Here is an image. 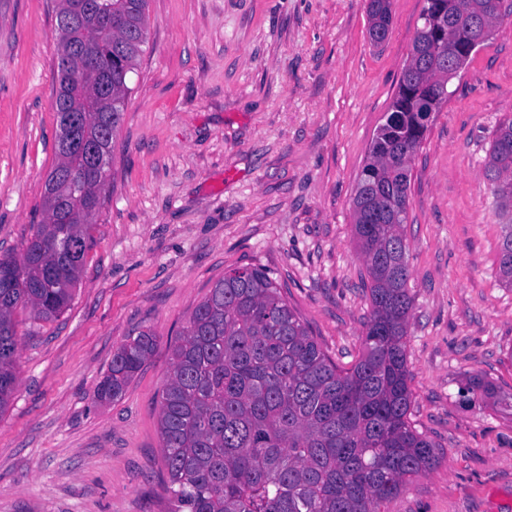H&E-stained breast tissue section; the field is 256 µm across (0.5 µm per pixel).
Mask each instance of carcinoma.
Segmentation results:
<instances>
[{
    "instance_id": "obj_1",
    "label": "carcinoma",
    "mask_w": 512,
    "mask_h": 512,
    "mask_svg": "<svg viewBox=\"0 0 512 512\" xmlns=\"http://www.w3.org/2000/svg\"><path fill=\"white\" fill-rule=\"evenodd\" d=\"M72 19L58 35L57 102L85 115L82 140L110 159L144 53L148 0H56ZM370 36L389 32L391 0H369ZM512 4L503 0H424L411 62L399 78L386 122L371 141L352 198L353 234L370 282L362 351L337 368L288 305L270 273L232 269L216 281L172 346L159 432L170 512H382L439 453L410 420L405 338L412 300L404 224L410 163L448 100L453 46H480ZM43 219L18 255L0 257V413L18 386L17 309L51 321L73 299L102 205L104 182L85 159L57 144ZM501 215L498 275L512 288V118L499 121L485 164ZM155 336L140 331L112 354L96 398L114 401L152 355ZM468 393L500 400L482 377Z\"/></svg>"
}]
</instances>
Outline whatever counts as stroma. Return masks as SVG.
I'll list each match as a JSON object with an SVG mask.
<instances>
[{"mask_svg":"<svg viewBox=\"0 0 512 512\" xmlns=\"http://www.w3.org/2000/svg\"><path fill=\"white\" fill-rule=\"evenodd\" d=\"M424 0H149L146 52L70 308L18 311L19 384L0 413V512H169L158 408L170 347L225 271L259 266L339 368L370 313L352 198L410 59ZM54 0H0V255L42 219L57 161ZM411 163V420L439 452L385 512H512V288L485 176L512 114V14L479 47ZM157 347L121 399L97 383L130 335ZM370 36L376 43L383 42L389 32L391 20L390 0H369Z\"/></svg>","mask_w":512,"mask_h":512,"instance_id":"stroma-1","label":"stroma"}]
</instances>
